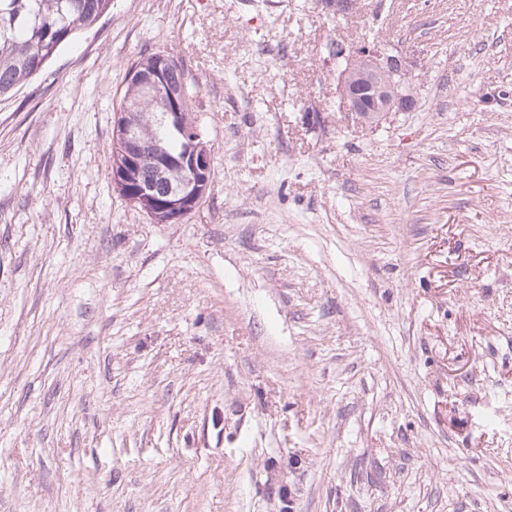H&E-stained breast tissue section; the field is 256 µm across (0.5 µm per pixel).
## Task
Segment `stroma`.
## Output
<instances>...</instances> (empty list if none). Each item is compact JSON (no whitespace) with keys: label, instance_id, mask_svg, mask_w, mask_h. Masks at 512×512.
Returning <instances> with one entry per match:
<instances>
[{"label":"stroma","instance_id":"stroma-1","mask_svg":"<svg viewBox=\"0 0 512 512\" xmlns=\"http://www.w3.org/2000/svg\"><path fill=\"white\" fill-rule=\"evenodd\" d=\"M158 51L214 156L180 224L112 182ZM0 512H512V0H112L0 99ZM336 57L340 68L343 108L374 122L393 110L406 111L413 99L408 65L391 46L364 45Z\"/></svg>","mask_w":512,"mask_h":512}]
</instances>
